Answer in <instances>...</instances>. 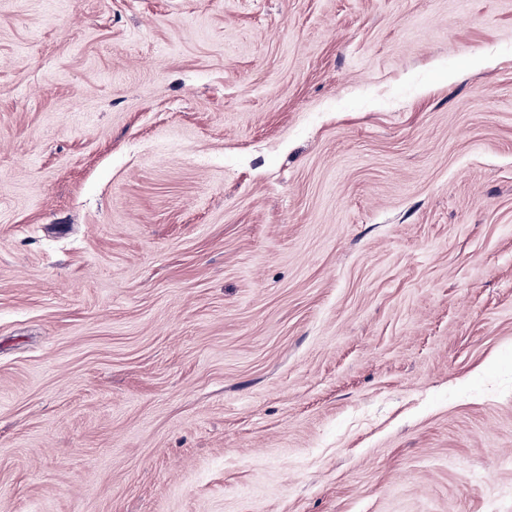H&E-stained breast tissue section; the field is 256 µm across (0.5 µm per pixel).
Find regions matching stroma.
Masks as SVG:
<instances>
[{
  "mask_svg": "<svg viewBox=\"0 0 512 512\" xmlns=\"http://www.w3.org/2000/svg\"><path fill=\"white\" fill-rule=\"evenodd\" d=\"M0 512H512V0H0Z\"/></svg>",
  "mask_w": 512,
  "mask_h": 512,
  "instance_id": "stroma-1",
  "label": "stroma"
}]
</instances>
